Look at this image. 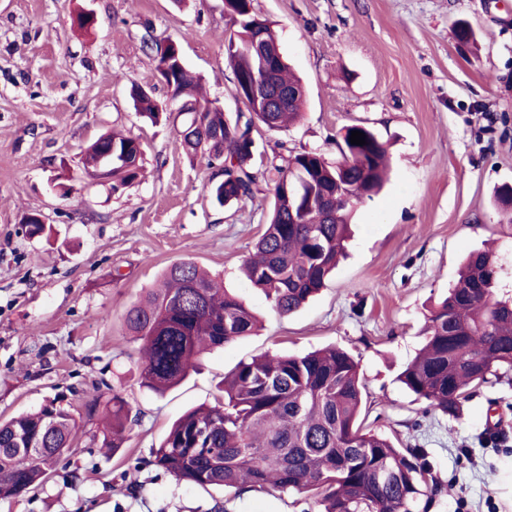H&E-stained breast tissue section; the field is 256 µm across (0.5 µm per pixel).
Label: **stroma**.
<instances>
[{"instance_id":"obj_1","label":"stroma","mask_w":512,"mask_h":512,"mask_svg":"<svg viewBox=\"0 0 512 512\" xmlns=\"http://www.w3.org/2000/svg\"><path fill=\"white\" fill-rule=\"evenodd\" d=\"M305 87L303 117L258 128L259 155L340 157L363 125L390 158L382 191L359 204L347 255L324 288L279 316L241 267L272 195L219 206L208 153H187L184 116L160 125L135 111L131 85L168 93L144 46L179 42L187 68L232 117L243 108L227 62L223 0H0V418L58 401L78 416L73 447L33 492L0 512H318L312 493H238L177 482L153 452L188 409L215 404L225 374L276 350L348 349L367 383L366 426L427 449L447 494L432 512H512V371L500 370L459 417L424 410L397 376L420 348L431 306L466 256L488 251L496 297H512V223L493 203L512 185V0H254ZM97 22L74 25L80 12ZM473 32L456 38L458 24ZM136 137L139 176L113 189L82 171L84 147L109 130ZM40 213L50 232L32 237ZM224 279L263 326L205 354L162 395L142 387L124 316L182 260ZM131 409L122 448L102 445L92 400Z\"/></svg>"}]
</instances>
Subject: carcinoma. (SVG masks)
I'll return each mask as SVG.
<instances>
[{
    "label": "carcinoma",
    "instance_id": "obj_1",
    "mask_svg": "<svg viewBox=\"0 0 512 512\" xmlns=\"http://www.w3.org/2000/svg\"><path fill=\"white\" fill-rule=\"evenodd\" d=\"M232 33L227 54L236 89L252 82V93L270 83L303 91L288 64L263 61L250 49V21L264 39L277 42L253 0H224ZM181 110L199 111L200 128L182 136L223 162L224 180L210 188L221 204L245 205L259 186H272L269 222L244 264L248 280L262 290L280 315L300 309L325 286L345 249L354 206L377 193L386 174V148L367 127L344 129L341 159L321 154L278 153L255 163L253 132L259 125L281 130L301 117L304 97L276 112H239L231 120L212 107L200 79L185 65L164 81ZM139 115L157 124L168 120L167 105L133 92ZM366 144L349 142L351 132ZM142 155L131 136L106 133L84 150V169L112 168V189L135 179ZM304 177V194H288V182ZM164 287L150 290L125 314L140 342L142 386L158 395L182 383L210 349L222 347L257 327L256 314L223 282L194 261L172 263ZM492 255L472 252L448 296L433 307L425 342L399 374V381L425 404L449 417L461 412L473 389L498 370L512 369V301L495 300ZM366 384L359 362L347 350L327 346L301 355L267 352L241 361L224 377V397L186 411L154 452L153 464L177 481L240 493L275 489L309 491L324 512H431L443 485L435 461L423 448L398 446L361 418ZM103 445L114 450L126 440L130 408L112 395ZM74 414L56 404L0 422V499L17 498L40 484L54 461L70 448Z\"/></svg>",
    "mask_w": 512,
    "mask_h": 512
}]
</instances>
